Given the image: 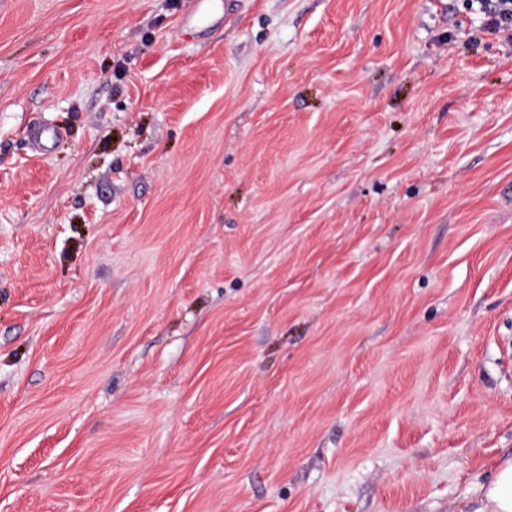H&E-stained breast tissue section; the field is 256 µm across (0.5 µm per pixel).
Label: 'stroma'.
Wrapping results in <instances>:
<instances>
[{
  "label": "stroma",
  "mask_w": 512,
  "mask_h": 512,
  "mask_svg": "<svg viewBox=\"0 0 512 512\" xmlns=\"http://www.w3.org/2000/svg\"><path fill=\"white\" fill-rule=\"evenodd\" d=\"M464 4L0 0V512H474L512 41Z\"/></svg>",
  "instance_id": "35a3bbf8"
}]
</instances>
